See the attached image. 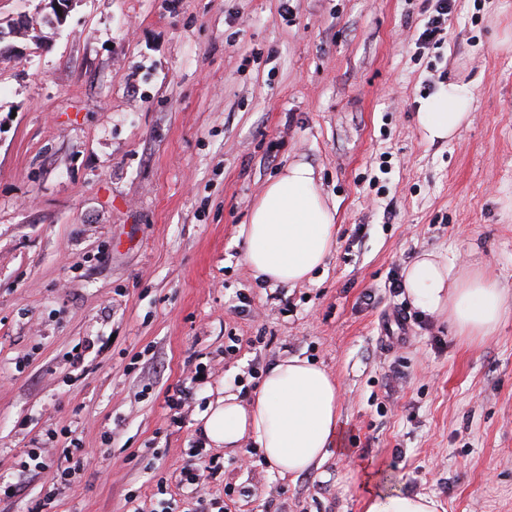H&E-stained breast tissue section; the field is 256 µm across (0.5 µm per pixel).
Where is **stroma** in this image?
Returning a JSON list of instances; mask_svg holds the SVG:
<instances>
[{"label":"stroma","mask_w":512,"mask_h":512,"mask_svg":"<svg viewBox=\"0 0 512 512\" xmlns=\"http://www.w3.org/2000/svg\"><path fill=\"white\" fill-rule=\"evenodd\" d=\"M433 5L77 0L52 25L47 0H0V28L40 23L0 57V512H155L161 481L171 512H361L371 483L512 512V309L465 336L389 290L433 250L512 305V0H456L421 51ZM452 81L471 122L429 142ZM296 160L339 229L290 287L254 279L237 229ZM293 356L337 381L346 454L291 478L250 440L205 446L209 404ZM73 445L93 462L63 481ZM472 96L468 85L449 82L448 88L440 92L419 112V124L427 140L446 141L458 134L471 117Z\"/></svg>","instance_id":"1"}]
</instances>
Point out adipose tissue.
Here are the masks:
<instances>
[{
	"label": "adipose tissue",
	"mask_w": 512,
	"mask_h": 512,
	"mask_svg": "<svg viewBox=\"0 0 512 512\" xmlns=\"http://www.w3.org/2000/svg\"><path fill=\"white\" fill-rule=\"evenodd\" d=\"M468 85L449 83L419 115L429 141H446L471 117ZM337 208L322 194L314 168L289 163L270 180L241 226L245 261L254 277L296 286L309 281L336 245ZM403 287L415 307L445 316L464 335L490 336L507 311L497 282L479 272L456 271L441 253H420L405 269ZM339 389L332 377L306 359L291 357L265 374L250 406L225 392L204 414L201 430L208 443L233 454L251 438L272 470L280 475L318 470L340 444ZM426 495L372 490L363 495L362 512H437Z\"/></svg>",
	"instance_id": "adipose-tissue-1"
}]
</instances>
